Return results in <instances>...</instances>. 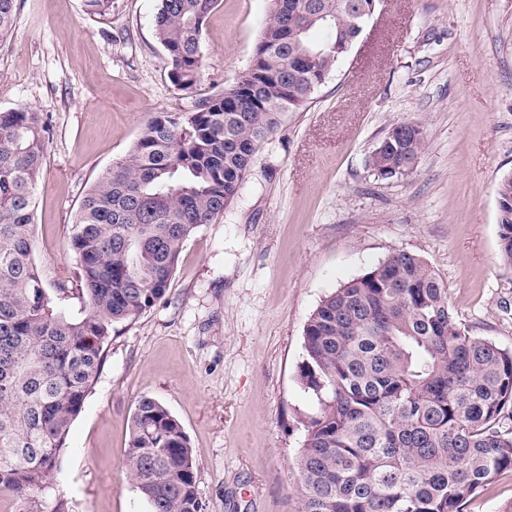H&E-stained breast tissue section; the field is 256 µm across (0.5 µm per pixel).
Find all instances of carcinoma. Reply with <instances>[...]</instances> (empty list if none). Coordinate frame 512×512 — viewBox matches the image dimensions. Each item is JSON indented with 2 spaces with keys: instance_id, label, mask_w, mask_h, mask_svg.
<instances>
[{
  "instance_id": "carcinoma-1",
  "label": "carcinoma",
  "mask_w": 512,
  "mask_h": 512,
  "mask_svg": "<svg viewBox=\"0 0 512 512\" xmlns=\"http://www.w3.org/2000/svg\"><path fill=\"white\" fill-rule=\"evenodd\" d=\"M219 0H158L169 78L197 92L203 25ZM363 0H272L234 85L152 118L84 196L69 249L76 287L50 294L34 260V199L47 127L0 112V492L18 512H69L60 453L112 331L166 297L183 246L238 195L259 148L305 110L346 52ZM16 0H0V40ZM367 166L412 173L422 129L397 123ZM501 254L512 264V175L497 186ZM71 295L79 312L61 305ZM300 380L319 406L297 450L298 512H464L512 470V349L469 333L429 265L403 250L321 301L304 329ZM126 467L151 512H201L190 438L160 401L130 421Z\"/></svg>"
}]
</instances>
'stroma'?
Segmentation results:
<instances>
[{
    "label": "stroma",
    "mask_w": 512,
    "mask_h": 512,
    "mask_svg": "<svg viewBox=\"0 0 512 512\" xmlns=\"http://www.w3.org/2000/svg\"><path fill=\"white\" fill-rule=\"evenodd\" d=\"M157 0H17L0 42V112L48 132L34 258L48 289L73 284L71 226L87 189L161 112L195 96L168 78ZM270 0H220L204 24L197 94L251 64ZM420 125L416 170L381 180L366 160L391 126ZM512 174V0H376L306 110L287 113L238 196L185 243L168 295L117 326L61 450L73 512H150L125 466L140 399L187 432L203 512H297L295 453L316 409L299 381L320 302L396 250L420 256L469 332L512 349V265L496 188ZM468 512H512V471Z\"/></svg>",
    "instance_id": "1"
}]
</instances>
